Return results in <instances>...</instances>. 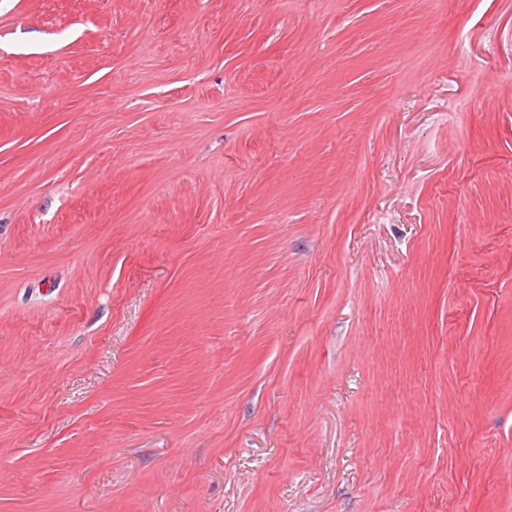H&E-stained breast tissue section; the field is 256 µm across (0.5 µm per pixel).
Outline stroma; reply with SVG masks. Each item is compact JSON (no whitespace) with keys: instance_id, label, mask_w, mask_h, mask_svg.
I'll list each match as a JSON object with an SVG mask.
<instances>
[{"instance_id":"obj_1","label":"stroma","mask_w":512,"mask_h":512,"mask_svg":"<svg viewBox=\"0 0 512 512\" xmlns=\"http://www.w3.org/2000/svg\"><path fill=\"white\" fill-rule=\"evenodd\" d=\"M0 512H512V0H0Z\"/></svg>"}]
</instances>
